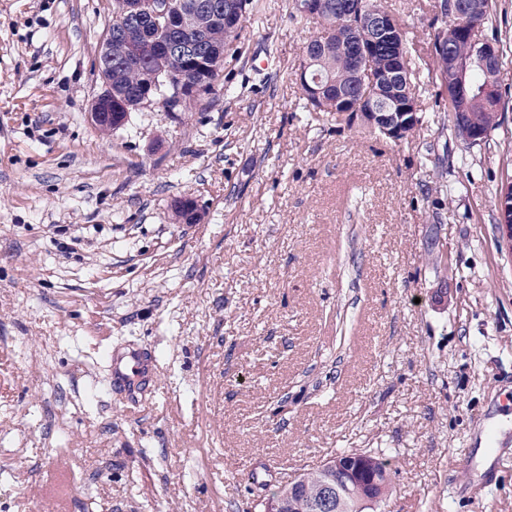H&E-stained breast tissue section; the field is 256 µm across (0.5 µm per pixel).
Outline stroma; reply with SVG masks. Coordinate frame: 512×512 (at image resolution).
Segmentation results:
<instances>
[{"instance_id":"1","label":"stroma","mask_w":512,"mask_h":512,"mask_svg":"<svg viewBox=\"0 0 512 512\" xmlns=\"http://www.w3.org/2000/svg\"><path fill=\"white\" fill-rule=\"evenodd\" d=\"M291 7L193 111L105 135L112 0H0V512H262L359 448L382 512H512V0L477 32L502 100L473 146L435 81L402 142L305 111ZM145 346L130 406L107 355Z\"/></svg>"}]
</instances>
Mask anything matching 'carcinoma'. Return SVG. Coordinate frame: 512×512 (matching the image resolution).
I'll return each instance as SVG.
<instances>
[{
  "label": "carcinoma",
  "instance_id": "1",
  "mask_svg": "<svg viewBox=\"0 0 512 512\" xmlns=\"http://www.w3.org/2000/svg\"><path fill=\"white\" fill-rule=\"evenodd\" d=\"M239 19L234 28L224 21V14L198 15L196 26L208 47L205 57L195 62L177 56H168L155 50L137 60L126 61L127 43L112 41V70L107 78L112 83V92L119 101L113 105L115 112H141L142 96L149 95L155 103L168 112H190L200 96L192 94V86H203L204 94L214 90L219 73L224 69L227 53H236L247 37L245 22L254 14L257 4L254 0H220ZM319 7L307 20L317 25L316 34L305 47L309 57L299 63V78L319 76L324 91L322 97L303 89L305 108L308 112H334L336 122L354 124V115L336 106V91L341 90L356 96L361 102V111H370L372 96L394 97L390 89L377 82L368 81L369 76H378L389 67L390 57L386 53H375L359 69L339 47L350 42L359 31L360 24L369 12L390 13L382 0H318ZM485 10L476 21L466 14L456 15L451 0H437L431 5L438 11L434 20L441 22L442 30L431 40V78L439 81L448 94V111L452 112L453 128L457 137L472 144L471 138L480 132L490 136L499 126L498 69H487L481 64L483 40L477 34L461 32L460 24L469 29L483 26L489 19L490 0H482ZM394 35L396 48L405 59L402 67L403 80L400 90L416 97V72L412 62L417 53L409 31L401 22H396ZM493 90L486 96L481 90L486 85ZM422 109L406 117L401 126L399 140H407L422 126ZM355 456L363 465L361 478L354 483L341 484L338 493L344 512H369L363 505V495L373 491L384 497L391 483L390 462L378 450L351 449L336 453L335 458L345 460ZM330 474L328 468H314L304 471L297 487H283L274 493L279 500L280 512H312V505L322 493L323 481Z\"/></svg>",
  "mask_w": 512,
  "mask_h": 512
}]
</instances>
